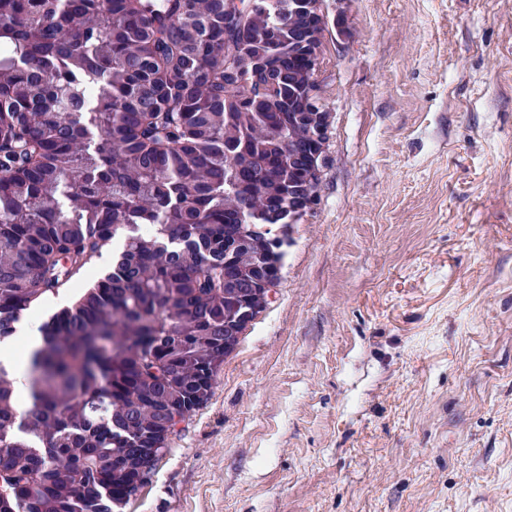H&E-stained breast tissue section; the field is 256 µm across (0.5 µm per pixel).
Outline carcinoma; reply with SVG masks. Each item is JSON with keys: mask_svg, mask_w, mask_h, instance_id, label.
<instances>
[{"mask_svg": "<svg viewBox=\"0 0 512 512\" xmlns=\"http://www.w3.org/2000/svg\"><path fill=\"white\" fill-rule=\"evenodd\" d=\"M289 2L0 0V338L123 239L40 316L22 415L0 368V512H121L166 450L147 432L207 400L243 293L224 232L253 225L249 268L277 270L288 186L316 189L310 122H273L313 87ZM245 56L274 95L224 79Z\"/></svg>", "mask_w": 512, "mask_h": 512, "instance_id": "obj_1", "label": "carcinoma"}]
</instances>
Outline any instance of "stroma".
I'll return each mask as SVG.
<instances>
[{
  "label": "stroma",
  "instance_id": "obj_1",
  "mask_svg": "<svg viewBox=\"0 0 512 512\" xmlns=\"http://www.w3.org/2000/svg\"><path fill=\"white\" fill-rule=\"evenodd\" d=\"M318 202L124 512H512V0H325ZM330 113L326 112L320 120V124L314 129L313 138L319 142V150L313 156V168L316 175V181L319 184L322 180L323 169L326 160V149L329 140Z\"/></svg>",
  "mask_w": 512,
  "mask_h": 512
}]
</instances>
